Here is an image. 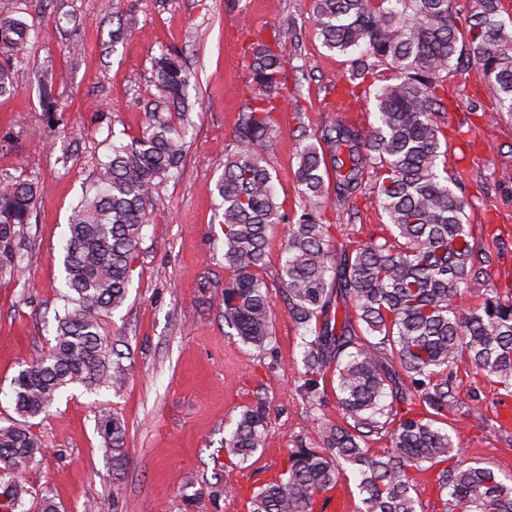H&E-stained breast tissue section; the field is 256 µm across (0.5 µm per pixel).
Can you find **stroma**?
I'll return each instance as SVG.
<instances>
[{"mask_svg":"<svg viewBox=\"0 0 512 512\" xmlns=\"http://www.w3.org/2000/svg\"><path fill=\"white\" fill-rule=\"evenodd\" d=\"M14 10L34 40L16 67L15 92L0 96V180L32 181L41 193L22 233V271L0 277L2 426L21 421L12 378L52 343L71 211L112 144L144 126L152 56L179 49L192 74L185 160L155 192L130 294L102 323L125 380L93 392L67 389L32 419L44 457L22 478L27 512H38L47 487L59 512H97L100 504L104 512H247V491L280 470L289 449L322 447L316 422H345L333 391L318 407L302 391L303 331L275 286L285 258L283 227L270 233L263 272L275 312L269 344L258 349L225 333L223 207L214 187L252 98L251 49L278 30L288 32V96L275 114L268 163L277 196L292 213L301 204L295 177L301 141L344 119L371 129L373 93L392 72L379 67L359 87L356 112L336 111L350 57L323 45L311 0H0V11ZM114 12L128 24L117 43ZM47 78L60 97L51 112L41 90ZM446 87L448 110L436 117L446 139L438 171L465 200L464 221L478 244L494 255L490 278L469 283L467 307L487 289H512V118H496L497 100L468 56L453 60ZM476 101L482 111L473 115ZM377 178L368 172L362 193L329 206L325 220L336 227V244L381 234L387 217ZM458 386L473 407L472 415L448 419L460 458L512 475V436L496 420L499 394L472 373L461 375ZM258 402L268 414L264 445L232 467L224 436L242 406ZM104 414L126 428L128 454L119 472L97 431Z\"/></svg>","mask_w":512,"mask_h":512,"instance_id":"stroma-1","label":"stroma"}]
</instances>
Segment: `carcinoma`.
Instances as JSON below:
<instances>
[{
    "label": "carcinoma",
    "instance_id": "carcinoma-1",
    "mask_svg": "<svg viewBox=\"0 0 512 512\" xmlns=\"http://www.w3.org/2000/svg\"><path fill=\"white\" fill-rule=\"evenodd\" d=\"M454 0H312L323 44L352 53L350 81L358 86L388 65L393 82L375 93L378 126L364 131L332 122L298 150L302 186L299 217L279 201L267 162L277 102L287 89L282 42L253 49L252 103L235 129V150L224 156L215 185L224 203V326L263 348L272 335L273 307L263 277L269 232L288 225L286 257L277 287L303 329V389L316 405L320 379L336 377L346 426L322 428L324 447L292 448L282 471L250 497L249 512H318L335 491L343 465L353 467L363 512H417L416 472L438 468L441 512H512V476L452 454L440 424L471 413L457 393L458 370L481 374L512 396V290L488 289L483 301L459 305L471 280L488 275L492 252L464 223L466 202L437 172L442 132L435 115L458 43L494 90L498 112L512 117V26L501 20L503 0H477L466 36L457 28ZM29 30L16 12H0V95L14 90L13 62L24 58ZM148 120L141 135L112 144L94 192L73 208L64 245L65 305L54 315L53 345L12 380L17 413H45L69 387L119 384L124 369L109 360L99 317L128 298L134 263L156 188L185 158L186 133L172 113L189 109L191 73L178 52L153 57ZM380 172L377 194L393 238L372 237L337 247L325 177L336 200L361 193L366 174ZM41 192L38 185L0 186V276L21 271L18 240ZM261 405H245L224 453L244 464L263 445ZM112 465L126 462V432L116 417L101 421ZM388 432L379 456L365 438ZM41 442L29 428L0 426V471L15 475L38 461ZM8 512H27L20 480L0 492Z\"/></svg>",
    "mask_w": 512,
    "mask_h": 512
}]
</instances>
